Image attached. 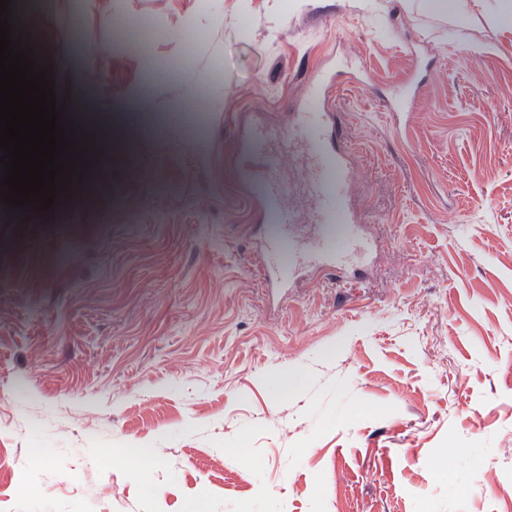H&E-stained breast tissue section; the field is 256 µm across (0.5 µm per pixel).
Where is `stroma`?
Instances as JSON below:
<instances>
[{
    "instance_id": "stroma-1",
    "label": "stroma",
    "mask_w": 512,
    "mask_h": 512,
    "mask_svg": "<svg viewBox=\"0 0 512 512\" xmlns=\"http://www.w3.org/2000/svg\"><path fill=\"white\" fill-rule=\"evenodd\" d=\"M13 10L107 137L50 210L0 208V512H512V0ZM336 69L375 245L272 301L237 142Z\"/></svg>"
}]
</instances>
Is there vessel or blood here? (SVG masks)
Instances as JSON below:
<instances>
[{"instance_id": "b4317fda", "label": "vessel or blood", "mask_w": 512, "mask_h": 512, "mask_svg": "<svg viewBox=\"0 0 512 512\" xmlns=\"http://www.w3.org/2000/svg\"><path fill=\"white\" fill-rule=\"evenodd\" d=\"M328 78L313 75L309 96L295 107L301 139L258 125L241 139L239 168L258 188L263 220L278 225L273 235H262L263 275L271 293L290 288L310 269L335 268L341 280L362 276L372 237L360 224L353 207L354 173L349 154L332 145V127L338 113L324 103ZM293 156L306 173L293 184L280 174L282 155ZM339 225L345 241L337 248L329 225Z\"/></svg>"}]
</instances>
